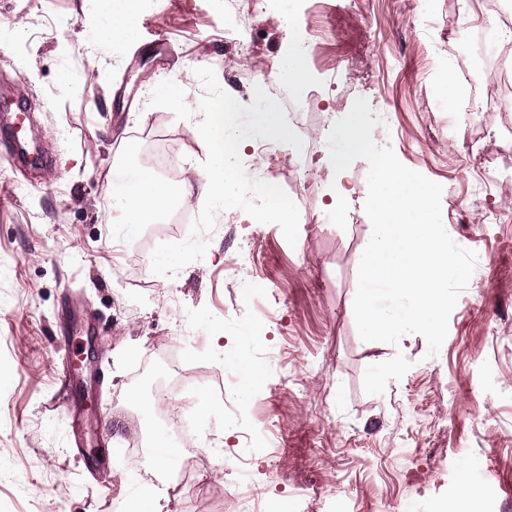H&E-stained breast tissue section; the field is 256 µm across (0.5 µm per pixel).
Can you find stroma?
I'll list each match as a JSON object with an SVG mask.
<instances>
[{
    "label": "stroma",
    "instance_id": "35a3bbf8",
    "mask_svg": "<svg viewBox=\"0 0 512 512\" xmlns=\"http://www.w3.org/2000/svg\"><path fill=\"white\" fill-rule=\"evenodd\" d=\"M285 10L307 28L288 32ZM94 19L91 0H0V91L23 101L50 160L30 171L0 158V512H122L149 470L114 450L160 428L133 372L209 378L225 370L226 347L247 349L256 336L269 357L255 361L252 389L239 380L226 402L187 394L169 404L202 429L195 482L164 494V512H242L247 480L288 512H440L469 480L467 460L485 470L477 498L512 512V154L499 150L512 140V111L493 105L482 74L477 116L451 146L437 89L448 57L468 54L460 0L430 10L423 0H147L136 42L119 49L86 46ZM308 33L318 47L304 63L322 84L297 116L311 148L296 245L230 209L205 233L203 259L154 274L144 227L123 225L110 204L122 170L146 167L162 144L194 184L208 150L194 120L149 106L150 93L172 80L201 101L191 71L210 67L239 102L251 104L258 84L290 107L288 83L268 75ZM359 97L390 112L376 139L442 185L457 244L477 254L433 355L422 335L366 342L356 327L369 165L335 172L326 139ZM494 167L507 179L487 201L476 182ZM244 250L260 280L253 303L265 305L270 287L279 297L256 324L226 318L240 302L227 269ZM71 365L70 403L48 410ZM228 404L275 426L244 476L209 453L237 444Z\"/></svg>",
    "mask_w": 512,
    "mask_h": 512
}]
</instances>
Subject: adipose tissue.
<instances>
[{"instance_id": "1", "label": "adipose tissue", "mask_w": 512, "mask_h": 512, "mask_svg": "<svg viewBox=\"0 0 512 512\" xmlns=\"http://www.w3.org/2000/svg\"><path fill=\"white\" fill-rule=\"evenodd\" d=\"M139 12L129 0H99L96 23L87 36L91 47H123L136 38ZM190 185L172 184L156 178L150 171H133L124 190L112 197V209L123 223H155L169 206L173 195L187 196Z\"/></svg>"}]
</instances>
